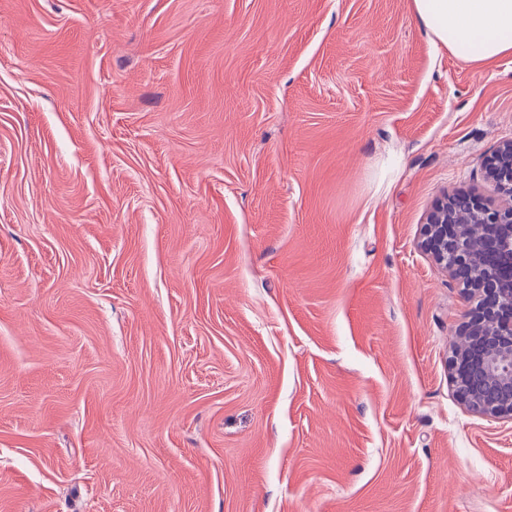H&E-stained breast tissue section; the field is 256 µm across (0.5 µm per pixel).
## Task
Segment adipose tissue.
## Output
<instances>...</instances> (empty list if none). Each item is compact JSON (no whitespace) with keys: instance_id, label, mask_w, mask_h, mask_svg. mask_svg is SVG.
<instances>
[{"instance_id":"1","label":"adipose tissue","mask_w":512,"mask_h":512,"mask_svg":"<svg viewBox=\"0 0 512 512\" xmlns=\"http://www.w3.org/2000/svg\"><path fill=\"white\" fill-rule=\"evenodd\" d=\"M435 45L488 64L512 52V0H412Z\"/></svg>"}]
</instances>
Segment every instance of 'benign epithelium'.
Listing matches in <instances>:
<instances>
[{
    "label": "benign epithelium",
    "mask_w": 512,
    "mask_h": 512,
    "mask_svg": "<svg viewBox=\"0 0 512 512\" xmlns=\"http://www.w3.org/2000/svg\"><path fill=\"white\" fill-rule=\"evenodd\" d=\"M501 203L475 193L445 195L428 213L420 247L461 281L476 299L453 345L450 369L462 402L471 410L512 416V140L486 160ZM481 229L471 247L472 229Z\"/></svg>",
    "instance_id": "benign-epithelium-1"
}]
</instances>
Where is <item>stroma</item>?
<instances>
[{
  "mask_svg": "<svg viewBox=\"0 0 512 512\" xmlns=\"http://www.w3.org/2000/svg\"><path fill=\"white\" fill-rule=\"evenodd\" d=\"M507 139L411 0H0V512H512L418 246Z\"/></svg>",
  "mask_w": 512,
  "mask_h": 512,
  "instance_id": "obj_1",
  "label": "stroma"
}]
</instances>
